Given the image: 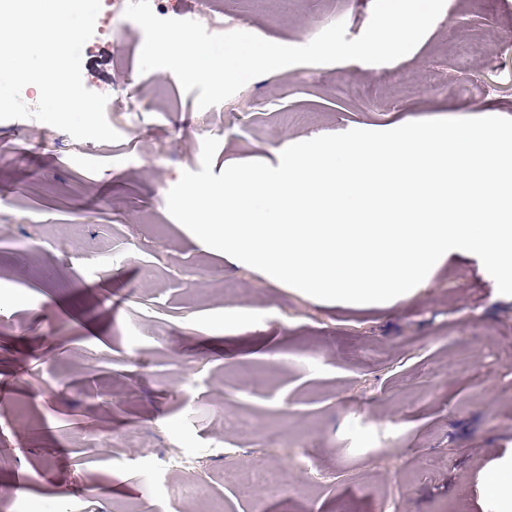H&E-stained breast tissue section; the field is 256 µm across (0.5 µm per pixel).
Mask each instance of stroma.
I'll return each mask as SVG.
<instances>
[{
    "mask_svg": "<svg viewBox=\"0 0 512 512\" xmlns=\"http://www.w3.org/2000/svg\"><path fill=\"white\" fill-rule=\"evenodd\" d=\"M222 2L225 31L290 46L340 20L358 37L373 6ZM486 25L498 40L467 39ZM143 41L116 19L82 58L89 90L127 83L141 109L120 141L0 120V512H199L163 467L173 451L221 512H486L480 473L512 453V297L476 255L392 305L317 302L201 244L167 194L209 136L218 175L353 128L512 118V0H445L397 61L290 66L204 111L172 72L140 73ZM227 409L250 435L225 428ZM301 453L331 481L310 487ZM274 461L283 488L244 497L224 480Z\"/></svg>",
    "mask_w": 512,
    "mask_h": 512,
    "instance_id": "1",
    "label": "stroma"
}]
</instances>
